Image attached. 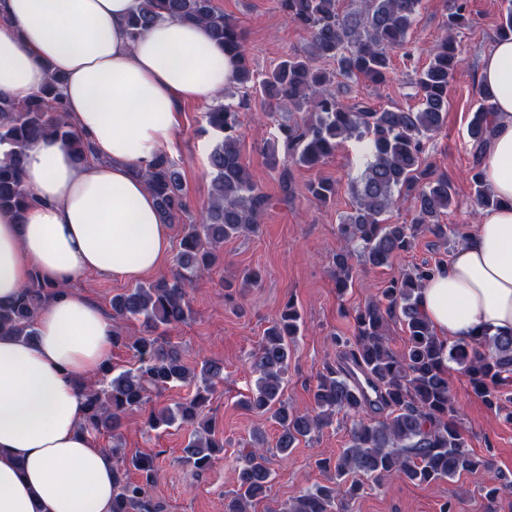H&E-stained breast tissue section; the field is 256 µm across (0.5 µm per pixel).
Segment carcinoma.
Here are the masks:
<instances>
[{
  "instance_id": "1",
  "label": "carcinoma",
  "mask_w": 512,
  "mask_h": 512,
  "mask_svg": "<svg viewBox=\"0 0 512 512\" xmlns=\"http://www.w3.org/2000/svg\"><path fill=\"white\" fill-rule=\"evenodd\" d=\"M419 4L420 0H362L360 9L345 11L341 0H279L288 19L309 33L310 48L303 55L288 57L262 77L250 68L241 30L213 0H140L139 11L129 21L133 40L164 16L203 24L212 39L224 46L236 89L257 87L275 106L310 112L301 126L279 127L287 146L282 174H287L290 162L319 165L347 139L369 141L370 160L353 188L354 212L338 226L344 241L335 256L336 288L341 294L350 286L355 256L380 267L410 250L420 231L448 240V225L440 223L439 217L452 203L453 188L448 177L422 166V153L424 140L442 128L448 93L461 65L455 30L465 24L467 0H449L448 34L433 46L428 65L417 73V110L343 103L333 89L341 80L385 83L391 72L390 52L407 45ZM318 59L334 61L336 69L315 66ZM62 83V78L54 76L39 94L22 104L0 102V146L8 147L0 155V210L21 215L28 208L32 195L24 184V163L37 141L58 140L79 159L89 151L88 143L65 118ZM478 96L480 103L469 124L471 181L479 205L491 208L500 205V200L486 189L482 147L492 124L494 93L481 87ZM205 119L220 138L209 155V203L198 212L194 223L184 227L171 279L140 285L112 299L113 343L133 352L135 367L117 373L109 364L99 381L84 385L86 414L82 427L92 433L117 430L123 415L141 407L151 394L160 393L172 382L188 380L200 382L195 395L173 409L151 411L147 423L154 430L176 422L193 427L199 424L214 380L223 374V364L210 360L204 361L201 374L191 372L184 366L178 347L156 335L162 327L187 322L191 314L187 288L219 265L220 244L257 230L259 216L269 205V197L241 161V112L230 104H218L205 113ZM142 177L155 197L163 223H175L187 210L175 161L163 152L142 171ZM308 191L313 199L325 203L336 194V186L329 180H318ZM402 193L411 198L413 223H383L382 214L396 206ZM444 264L445 260L438 259L389 280L376 298L356 311L354 339L337 341L336 362L326 365L312 390L311 414L294 413L283 400V382L301 327L295 305L286 303L264 331L250 356L258 378L246 405L269 415L278 425L275 448L282 456L329 425L338 412L358 415L368 408L384 414L374 422H358L350 445L335 462H320L334 470V478L303 489L281 512H347V497L361 489L363 480L378 482L391 475L416 484L479 473L490 498L512 489L511 477L495 469L490 458L468 448L454 420L445 364L448 359L459 365L474 391L495 408L498 385L503 375L512 374V335L483 331L468 341L444 346L420 312L417 300L424 281ZM60 292L38 276H31L14 301L0 304V332L33 339L38 311ZM139 319L146 335L126 341L118 321ZM394 319L406 330L407 343L401 353L392 351L386 337L388 324ZM360 373L377 389L376 401L356 396L355 376ZM254 442V448L236 467V489L224 503V512H248L255 500L266 495L270 459L263 448L264 437L257 434ZM222 447L223 440L204 423L202 430H194L185 448V462L205 470L213 464L216 449ZM131 464L141 479L131 481L116 472L112 512H162L148 494V487L157 480L153 458L140 456ZM347 476L353 477V482L343 495L340 480Z\"/></svg>"
}]
</instances>
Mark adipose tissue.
<instances>
[{"mask_svg":"<svg viewBox=\"0 0 512 512\" xmlns=\"http://www.w3.org/2000/svg\"><path fill=\"white\" fill-rule=\"evenodd\" d=\"M140 0H0V101L22 102L63 78L73 128L92 145L28 152L24 216L0 211V303L31 276L62 288L37 314L34 341L0 334V512H112L115 460L82 429L83 386L112 354V321L70 291L82 274L137 279L172 249L141 176L170 144L185 102H213L232 80L221 44L199 23L156 20L137 40ZM495 93L483 176L503 204L431 275L419 307L445 341L512 334V40L477 76Z\"/></svg>","mask_w":512,"mask_h":512,"instance_id":"adipose-tissue-1","label":"adipose tissue"}]
</instances>
